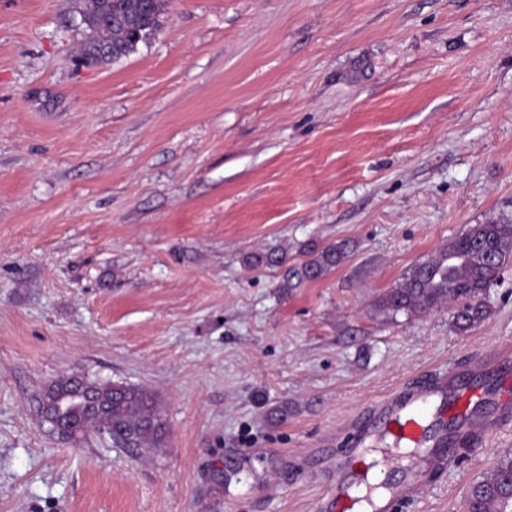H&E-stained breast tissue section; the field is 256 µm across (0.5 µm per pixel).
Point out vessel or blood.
I'll use <instances>...</instances> for the list:
<instances>
[{
	"mask_svg": "<svg viewBox=\"0 0 512 512\" xmlns=\"http://www.w3.org/2000/svg\"><path fill=\"white\" fill-rule=\"evenodd\" d=\"M500 358L476 360L463 376H442L425 384L407 383L355 420L350 450L327 499L328 512H391L398 499L417 495L431 465L450 464L456 446L477 439L492 420L477 417V405L496 402L500 413L512 412V393L482 383ZM408 456V478L397 486L378 480L382 464Z\"/></svg>",
	"mask_w": 512,
	"mask_h": 512,
	"instance_id": "obj_1",
	"label": "vessel or blood"
}]
</instances>
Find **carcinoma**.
<instances>
[{"label": "carcinoma", "instance_id": "carcinoma-1", "mask_svg": "<svg viewBox=\"0 0 512 512\" xmlns=\"http://www.w3.org/2000/svg\"><path fill=\"white\" fill-rule=\"evenodd\" d=\"M167 12V0H87L84 12L89 33L80 58L87 67L105 63L96 47L109 45L119 54L137 39L148 42L158 31L156 17ZM350 253L341 241L309 251L313 258L288 265L285 254L251 257L253 265L281 268L282 288H297L321 278L339 266ZM512 263V225L499 221L475 224L455 238L436 256L413 266L401 282L376 301L378 310L399 313H430L452 308V324L465 332L489 315L485 301L507 265ZM88 385L103 401L94 411L87 408L83 386ZM51 415L71 424L69 441L92 431L112 434L115 444L149 452L158 447L166 424L154 398L140 388L82 376H61L51 381L38 397ZM512 509V458H504L470 487L467 512H508Z\"/></svg>", "mask_w": 512, "mask_h": 512}]
</instances>
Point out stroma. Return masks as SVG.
I'll use <instances>...</instances> for the list:
<instances>
[{"label":"stroma","mask_w":512,"mask_h":512,"mask_svg":"<svg viewBox=\"0 0 512 512\" xmlns=\"http://www.w3.org/2000/svg\"><path fill=\"white\" fill-rule=\"evenodd\" d=\"M83 10L0 0V512H319L364 408L512 350V265L463 333L375 306L512 220V0H170L94 68ZM343 240L288 291L247 262ZM73 373L149 392L160 447L58 442ZM505 457L512 417L395 512H466Z\"/></svg>","instance_id":"35a3bbf8"}]
</instances>
